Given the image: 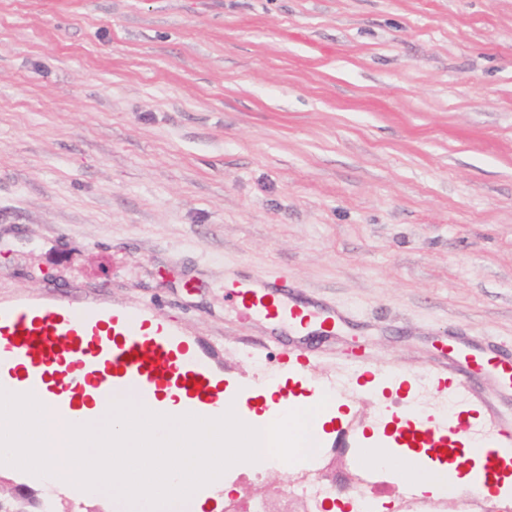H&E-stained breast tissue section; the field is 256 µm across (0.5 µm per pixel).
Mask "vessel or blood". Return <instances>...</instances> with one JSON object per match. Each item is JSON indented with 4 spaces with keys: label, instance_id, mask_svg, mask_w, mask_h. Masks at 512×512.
I'll list each match as a JSON object with an SVG mask.
<instances>
[{
    "label": "vessel or blood",
    "instance_id": "vessel-or-blood-1",
    "mask_svg": "<svg viewBox=\"0 0 512 512\" xmlns=\"http://www.w3.org/2000/svg\"><path fill=\"white\" fill-rule=\"evenodd\" d=\"M231 296L243 316L263 315L305 329L313 324L342 325L349 315L341 309L294 300L287 281L261 278L233 284ZM79 303L62 296L44 304L19 299L0 304V381L27 388H45L46 402L55 410L82 411L92 393L115 383L140 386L147 396L174 388L184 393L189 408L202 404L220 408L224 397L211 393V380L196 362L184 359L181 343L170 327L150 322L146 332L133 330L126 314L108 308L88 310L83 321L72 312ZM430 385L456 393L469 392L473 378L444 368L428 370ZM478 408L467 419L439 422L425 419L418 432L423 442H455L467 437ZM512 470V425H493L487 430L483 463L475 472L471 489L491 501H499L506 489L504 471Z\"/></svg>",
    "mask_w": 512,
    "mask_h": 512
}]
</instances>
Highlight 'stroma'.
Instances as JSON below:
<instances>
[{
  "mask_svg": "<svg viewBox=\"0 0 512 512\" xmlns=\"http://www.w3.org/2000/svg\"><path fill=\"white\" fill-rule=\"evenodd\" d=\"M231 273L352 318L303 338L298 377ZM18 296L170 325L243 419L351 376L308 463L225 471L238 512H306L283 493L308 480L357 494L356 448H389L432 366L477 386L431 389L428 417L511 423L481 364L512 363V0H0V303ZM0 477L53 512L112 508Z\"/></svg>",
  "mask_w": 512,
  "mask_h": 512,
  "instance_id": "35a3bbf8",
  "label": "stroma"
}]
</instances>
